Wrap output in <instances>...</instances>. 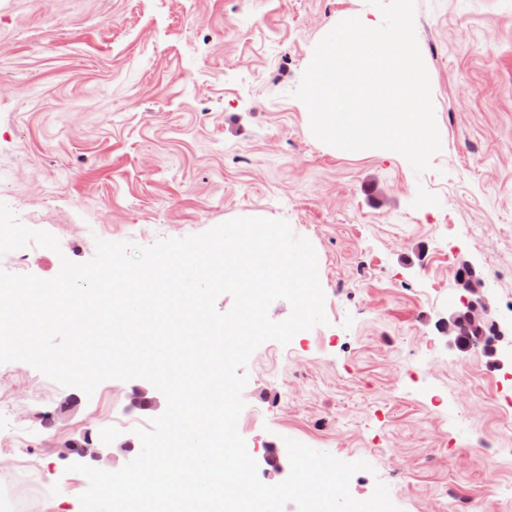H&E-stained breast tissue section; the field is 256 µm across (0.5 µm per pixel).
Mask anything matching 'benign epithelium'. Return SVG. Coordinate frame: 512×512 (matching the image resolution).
<instances>
[{"mask_svg": "<svg viewBox=\"0 0 512 512\" xmlns=\"http://www.w3.org/2000/svg\"><path fill=\"white\" fill-rule=\"evenodd\" d=\"M458 286L468 293L463 298L461 306L456 308L448 317V346L458 350L466 348V343L461 339L464 331L472 333L469 344L476 345L487 341V348L491 353H496L495 344L504 339L505 333L500 325L489 321L491 313L488 298L483 292V282L476 274L474 268L463 263L457 273Z\"/></svg>", "mask_w": 512, "mask_h": 512, "instance_id": "obj_1", "label": "benign epithelium"}]
</instances>
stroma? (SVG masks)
<instances>
[{"instance_id": "obj_1", "label": "stroma", "mask_w": 512, "mask_h": 512, "mask_svg": "<svg viewBox=\"0 0 512 512\" xmlns=\"http://www.w3.org/2000/svg\"><path fill=\"white\" fill-rule=\"evenodd\" d=\"M442 149L316 139L293 98L315 45L368 0H0V203L34 244L0 269L42 279L96 238L148 247L240 217L282 219L318 259L327 324L251 355L237 428L268 484L286 439L364 460L400 512H512V368L448 347L462 263L512 327V0H415ZM145 403L135 404V391ZM166 407L143 379L93 395L0 364V512H82L68 443L136 456Z\"/></svg>"}]
</instances>
